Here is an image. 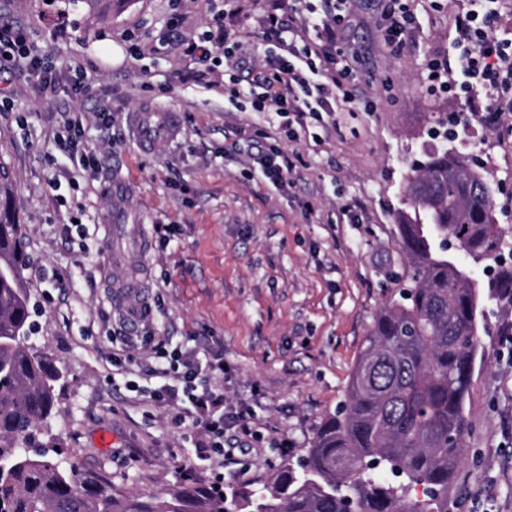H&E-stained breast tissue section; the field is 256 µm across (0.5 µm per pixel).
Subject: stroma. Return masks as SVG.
<instances>
[{
	"label": "stroma",
	"mask_w": 512,
	"mask_h": 512,
	"mask_svg": "<svg viewBox=\"0 0 512 512\" xmlns=\"http://www.w3.org/2000/svg\"><path fill=\"white\" fill-rule=\"evenodd\" d=\"M460 0L418 12L408 45L394 51L376 23L381 0H353L342 48L353 68L354 111L338 112L319 141L290 143L296 174L285 189L261 184L253 139L275 131L270 112L224 109V73L198 67L187 40L205 30L213 0H0V17L27 30L56 83L16 68L0 82V163L23 231L21 280L29 344L61 378L49 436L63 464L106 477L113 493L150 500L191 475L200 486L264 490L284 460H297L346 397L351 370L380 310L411 270L396 224L401 197L434 127L460 102L432 89V60L456 37ZM227 28L245 30L261 60L265 0H224ZM178 113L175 141L142 150L130 118L146 108ZM79 128L78 155L61 145ZM450 149L483 168L494 205L512 190V137L463 119ZM131 190L147 250L135 274L150 314L122 341L125 312L112 288L103 214L113 174ZM358 201L357 222L338 220ZM83 224L87 238L71 232ZM55 272L43 282L39 268ZM481 367L466 404V459L448 486L458 512H512V354L500 344L512 305L482 306ZM223 361L227 403L245 405L257 437L236 462L201 461L199 438L175 421L177 405L151 402L156 379L113 359L155 362L157 343Z\"/></svg>",
	"instance_id": "obj_1"
}]
</instances>
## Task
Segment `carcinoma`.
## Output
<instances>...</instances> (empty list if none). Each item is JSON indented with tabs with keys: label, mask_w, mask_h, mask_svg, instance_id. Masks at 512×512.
<instances>
[{
	"label": "carcinoma",
	"mask_w": 512,
	"mask_h": 512,
	"mask_svg": "<svg viewBox=\"0 0 512 512\" xmlns=\"http://www.w3.org/2000/svg\"><path fill=\"white\" fill-rule=\"evenodd\" d=\"M487 177L469 159L427 156L406 186L397 231L410 260L408 285L383 307L351 372L347 399L302 457L283 464L258 494L224 496L181 484L151 502L116 498L99 476L61 466L32 448L52 416L57 373L25 344L21 232L0 171V512H453L448 484L465 459V405L478 352L483 292L468 266L444 251L451 239L470 261L497 267L488 287L512 303V262L499 258ZM422 487V497L411 496Z\"/></svg>",
	"instance_id": "1"
}]
</instances>
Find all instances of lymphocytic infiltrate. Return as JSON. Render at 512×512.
Here are the masks:
<instances>
[{"mask_svg": "<svg viewBox=\"0 0 512 512\" xmlns=\"http://www.w3.org/2000/svg\"><path fill=\"white\" fill-rule=\"evenodd\" d=\"M261 19L267 52L261 62L247 67L242 41L225 33L224 14L215 11L207 31L188 43V55L204 62L223 59L230 84H247L251 95L239 93L228 102L239 112H271L289 140H299L325 118L344 111L352 103L353 80L342 54L343 24L350 0H270ZM414 0H385L380 13L384 40L393 49L406 47L416 25ZM505 0H467L457 14V38L453 54L431 63V83L461 100L465 109L484 128L499 136H512V29H496ZM45 53L28 43L21 29L0 25V61L17 62L40 73L51 86L52 71L44 64ZM255 161L260 179L273 188L291 183L295 165L279 143L256 142ZM162 383L150 393L158 404L182 403L193 417L197 434L204 436L209 456L232 461L226 446L227 432L251 437L245 417L225 408L223 387L212 384L196 356L181 351L167 364L152 368Z\"/></svg>", "mask_w": 512, "mask_h": 512, "instance_id": "1", "label": "lymphocytic infiltrate"}]
</instances>
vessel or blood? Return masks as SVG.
I'll return each instance as SVG.
<instances>
[{
    "label": "vessel or blood",
    "mask_w": 512,
    "mask_h": 512,
    "mask_svg": "<svg viewBox=\"0 0 512 512\" xmlns=\"http://www.w3.org/2000/svg\"><path fill=\"white\" fill-rule=\"evenodd\" d=\"M180 132L177 113L168 110H144L135 113L132 119V134L138 145L151 149L161 141L175 140ZM130 191L129 185L121 176L112 178V198L114 205L109 219L111 240L114 244L112 272L115 278L116 297L127 305H135L139 295L136 282L129 280L127 271L134 261L140 260L142 251L141 225L122 201Z\"/></svg>",
    "instance_id": "vessel-or-blood-1"
}]
</instances>
